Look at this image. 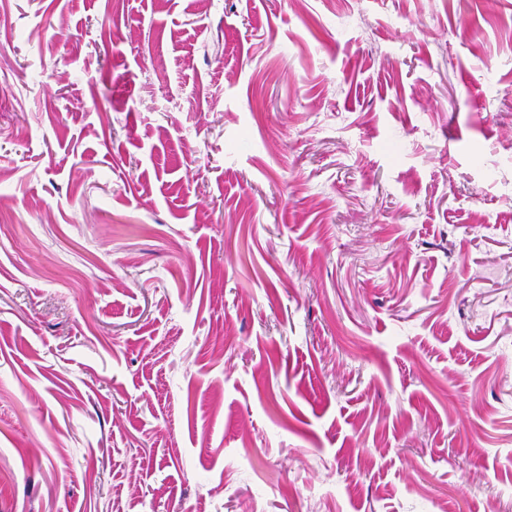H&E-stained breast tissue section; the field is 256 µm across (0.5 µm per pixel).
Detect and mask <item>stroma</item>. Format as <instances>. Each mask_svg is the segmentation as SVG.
Returning <instances> with one entry per match:
<instances>
[{
	"instance_id": "obj_1",
	"label": "stroma",
	"mask_w": 512,
	"mask_h": 512,
	"mask_svg": "<svg viewBox=\"0 0 512 512\" xmlns=\"http://www.w3.org/2000/svg\"><path fill=\"white\" fill-rule=\"evenodd\" d=\"M0 512H512V0H0Z\"/></svg>"
}]
</instances>
